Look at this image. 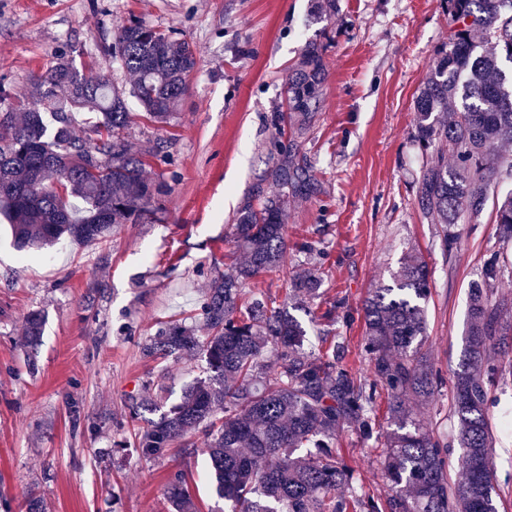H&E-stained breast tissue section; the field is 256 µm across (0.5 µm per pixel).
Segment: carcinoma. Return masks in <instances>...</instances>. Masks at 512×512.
<instances>
[{"label": "carcinoma", "instance_id": "carcinoma-1", "mask_svg": "<svg viewBox=\"0 0 512 512\" xmlns=\"http://www.w3.org/2000/svg\"><path fill=\"white\" fill-rule=\"evenodd\" d=\"M450 17L448 42L414 99V141L430 158L417 179L423 212L443 225L453 251L455 225L482 213L500 168L512 162L499 148L512 142V0H443ZM112 58L133 78L131 96L149 119L165 123L185 93L184 76L197 64L185 40L141 23L120 27ZM325 68L322 46L305 44L288 84V111L301 122L320 106ZM33 103L0 95V214L21 251L63 239L101 241L112 226L140 219L163 194L145 176L154 149L128 143L130 112L124 94L100 74H84L61 53L34 83ZM94 113L93 138L71 130V113ZM300 125L279 128L276 156L263 180L299 197L317 194L299 156ZM499 238L512 241V192L497 201ZM232 236L245 255L234 270L212 279L201 305L209 336L199 339L178 324L143 349L150 358L205 359L209 375L193 382L180 402L166 407L163 387L149 380L129 397L134 445L147 459L175 442L183 453L208 460L215 493L230 512H496L487 405L491 386L512 381V364L498 354L512 347V302L493 298L504 269L497 251L483 263L469 297L467 354L453 372L454 413L462 478L448 481L450 445L435 439L411 401L435 394L440 378L422 351L424 303L430 287L426 262L407 254L393 282L374 288L363 304V345L370 375L339 362V349L305 351L307 331L285 306L276 307L246 285L283 266L288 253L280 198L263 187L238 210ZM298 300L317 295L311 276L292 280ZM43 317L32 313L27 342L41 336ZM389 397L385 479L392 493L359 494L336 448L352 428L364 441L378 436L372 413L379 392ZM206 447L191 440L197 430ZM173 512H197L179 470L166 484Z\"/></svg>", "mask_w": 512, "mask_h": 512}]
</instances>
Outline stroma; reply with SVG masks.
<instances>
[{
    "mask_svg": "<svg viewBox=\"0 0 512 512\" xmlns=\"http://www.w3.org/2000/svg\"><path fill=\"white\" fill-rule=\"evenodd\" d=\"M0 0V87L31 100L32 78L70 55L83 72L105 74L121 91L132 78L112 59L120 26L137 21L193 47L176 117L158 125L135 100L130 143L160 146L147 176L166 194L108 241L63 240L21 255L0 218V512H26L34 492L46 512H167L168 476L183 470L199 512H222L203 455L181 448L147 459L133 448L126 401L145 381L162 382L178 402L205 377L201 359H151L142 346L171 324L202 326L211 280L241 260L230 238L238 209L272 163L277 118L287 111L288 77L309 40L324 46L321 105L298 140L319 192L289 197L288 258L251 281L253 292L282 302L292 276L312 274L320 298L296 309L314 347L340 344L358 375L368 363L363 302L388 285L409 252L430 275L425 348L444 383L414 406L437 437L458 432L450 382L465 349L469 293L486 254L508 258L494 292L512 298V243L499 242L493 203L459 225L454 251L441 225L419 208L416 180L427 156L413 140V100L448 39L442 0ZM344 300L335 323L328 302ZM44 317L37 344L24 346L31 312ZM512 384L492 389V462L498 512H512ZM125 447L114 450L113 445ZM356 489L386 495L384 440L338 436Z\"/></svg>",
    "mask_w": 512,
    "mask_h": 512,
    "instance_id": "1",
    "label": "stroma"
}]
</instances>
